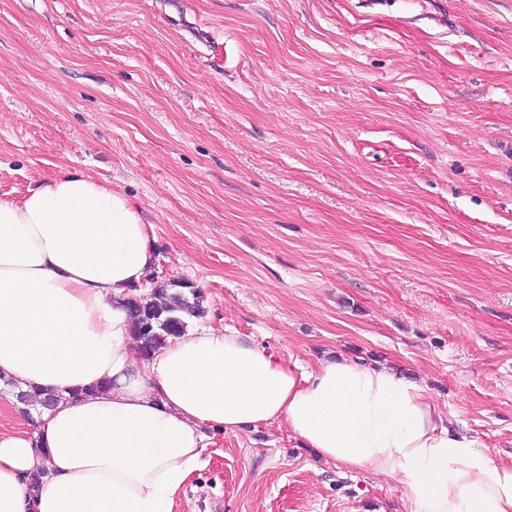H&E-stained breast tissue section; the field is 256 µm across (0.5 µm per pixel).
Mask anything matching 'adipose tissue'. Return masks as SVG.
I'll use <instances>...</instances> for the list:
<instances>
[{"label": "adipose tissue", "mask_w": 512, "mask_h": 512, "mask_svg": "<svg viewBox=\"0 0 512 512\" xmlns=\"http://www.w3.org/2000/svg\"><path fill=\"white\" fill-rule=\"evenodd\" d=\"M153 243L138 203L86 174L0 197V377L58 398L0 427V512H174L209 432L279 420L324 463L395 479L407 512H512V467L402 371L304 370L202 325L141 360L123 300Z\"/></svg>", "instance_id": "obj_1"}]
</instances>
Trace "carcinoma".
I'll list each match as a JSON object with an SVG mask.
<instances>
[{"mask_svg": "<svg viewBox=\"0 0 512 512\" xmlns=\"http://www.w3.org/2000/svg\"><path fill=\"white\" fill-rule=\"evenodd\" d=\"M150 290L128 298L126 310L131 320V334L149 358L168 339L187 331L189 322L205 316L202 289L183 279L156 281L149 277Z\"/></svg>", "mask_w": 512, "mask_h": 512, "instance_id": "cac0c4a2", "label": "carcinoma"}]
</instances>
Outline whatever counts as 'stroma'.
I'll list each match as a JSON object with an SVG mask.
<instances>
[{
	"instance_id": "stroma-1",
	"label": "stroma",
	"mask_w": 512,
	"mask_h": 512,
	"mask_svg": "<svg viewBox=\"0 0 512 512\" xmlns=\"http://www.w3.org/2000/svg\"><path fill=\"white\" fill-rule=\"evenodd\" d=\"M134 198L152 272L285 363L411 372L512 466V0H0V197ZM405 512L287 423L212 434L177 512Z\"/></svg>"
}]
</instances>
